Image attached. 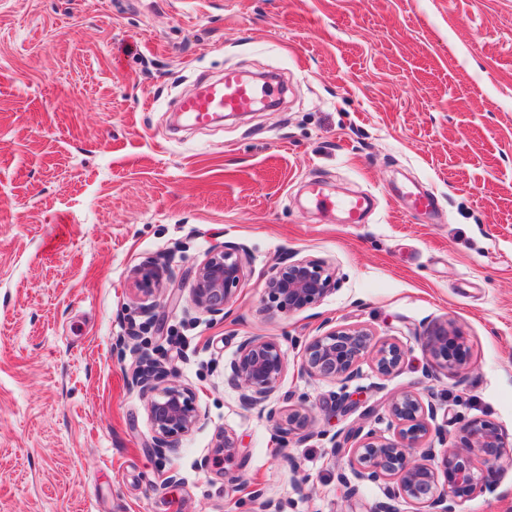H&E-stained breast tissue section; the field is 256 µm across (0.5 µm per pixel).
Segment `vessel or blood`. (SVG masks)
I'll return each mask as SVG.
<instances>
[{
	"label": "vessel or blood",
	"instance_id": "obj_1",
	"mask_svg": "<svg viewBox=\"0 0 512 512\" xmlns=\"http://www.w3.org/2000/svg\"><path fill=\"white\" fill-rule=\"evenodd\" d=\"M266 96V90L242 83L229 72L209 81L202 93L184 97L178 109L193 124L205 126L219 114L247 111Z\"/></svg>",
	"mask_w": 512,
	"mask_h": 512
}]
</instances>
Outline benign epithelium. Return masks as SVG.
Instances as JSON below:
<instances>
[{"label":"benign epithelium","mask_w":512,"mask_h":512,"mask_svg":"<svg viewBox=\"0 0 512 512\" xmlns=\"http://www.w3.org/2000/svg\"><path fill=\"white\" fill-rule=\"evenodd\" d=\"M250 262L243 246L224 245L211 249L197 267L190 288L195 307L212 315L224 314L234 290L242 282ZM136 287L148 296L160 285L159 268L154 263L134 273ZM336 280L322 264L310 259L281 262L266 282L270 307L292 313L321 302L334 290ZM423 347L436 365L448 369L464 367L469 351L457 331L439 323L424 335ZM372 354L376 370L385 376L402 364L405 351L395 342L377 344L373 335L360 325L339 326L317 337L305 348V370L314 376L337 380L346 385L358 377L361 357ZM285 369V355L274 339L252 337L239 346L231 364L230 380L243 389L242 401L250 408L267 412L275 419L278 410L269 405ZM166 372L159 361L145 358L133 378L143 391L152 394L148 412L154 427L157 451L175 447L177 440L200 423V414L191 390L175 381L164 382ZM389 412L399 426L395 440H383L363 428L349 430L340 448L351 447L350 465L357 480L383 485L387 501L377 512H393L391 502L400 498L426 507V512H457L458 498L464 493L489 486L478 459L500 457L512 441L492 424L471 419L463 424L466 434L461 447L441 452L429 442L428 420L434 418L433 401L402 392L390 403ZM310 417L305 408L288 412V433L307 429ZM444 475L445 483L439 482Z\"/></svg>","instance_id":"7a95c632"}]
</instances>
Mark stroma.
I'll return each mask as SVG.
<instances>
[{
  "label": "stroma",
  "instance_id": "stroma-1",
  "mask_svg": "<svg viewBox=\"0 0 512 512\" xmlns=\"http://www.w3.org/2000/svg\"><path fill=\"white\" fill-rule=\"evenodd\" d=\"M232 68L276 73L287 99L183 126L178 97ZM409 179L433 212L409 207ZM364 194L371 213L345 223ZM228 242L251 262L212 316L189 288ZM288 256L336 286L284 314L265 284ZM155 258L146 298L133 272ZM443 321L463 369L425 355ZM342 325L404 363L382 376L363 357L345 386L308 375L306 345ZM251 337L280 343L270 402L306 398L307 439L280 442L230 383ZM145 356L201 417L163 455L132 378ZM403 391L433 395L436 450L473 418L512 438V0H0V512H372L382 485L331 438L394 439ZM488 469L458 512H512V452Z\"/></svg>",
  "mask_w": 512,
  "mask_h": 512
}]
</instances>
